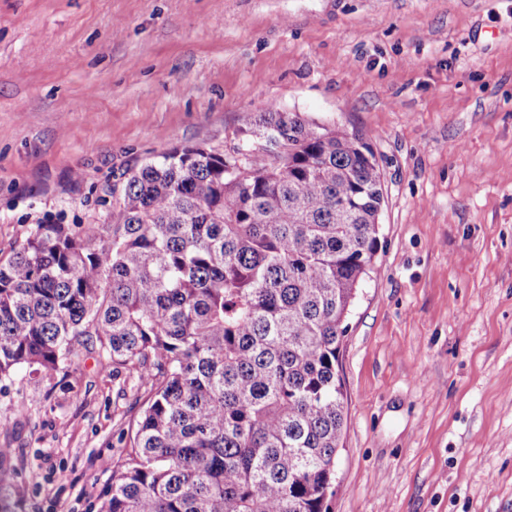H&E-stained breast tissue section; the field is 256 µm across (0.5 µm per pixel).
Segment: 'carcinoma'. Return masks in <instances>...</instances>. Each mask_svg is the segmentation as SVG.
Wrapping results in <instances>:
<instances>
[{
    "instance_id": "carcinoma-1",
    "label": "carcinoma",
    "mask_w": 512,
    "mask_h": 512,
    "mask_svg": "<svg viewBox=\"0 0 512 512\" xmlns=\"http://www.w3.org/2000/svg\"><path fill=\"white\" fill-rule=\"evenodd\" d=\"M245 160L175 147L101 224H37L0 260V377L98 348L148 385L100 512H331L339 355L384 203L372 135L273 106Z\"/></svg>"
}]
</instances>
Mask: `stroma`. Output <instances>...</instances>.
<instances>
[{"label": "stroma", "instance_id": "stroma-1", "mask_svg": "<svg viewBox=\"0 0 512 512\" xmlns=\"http://www.w3.org/2000/svg\"><path fill=\"white\" fill-rule=\"evenodd\" d=\"M371 133L331 512H512V0H0V258L269 106ZM147 388L97 353L0 379L14 512H98Z\"/></svg>", "mask_w": 512, "mask_h": 512}]
</instances>
